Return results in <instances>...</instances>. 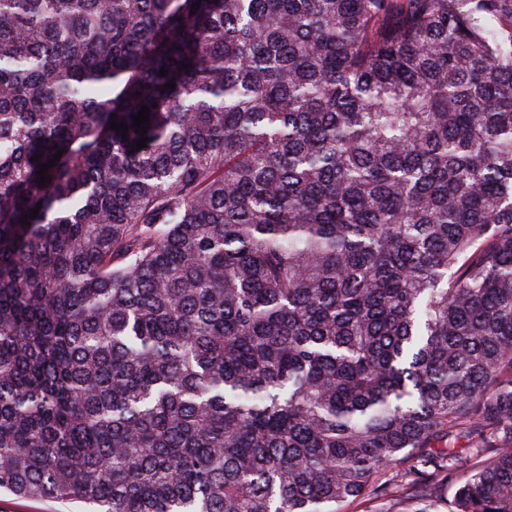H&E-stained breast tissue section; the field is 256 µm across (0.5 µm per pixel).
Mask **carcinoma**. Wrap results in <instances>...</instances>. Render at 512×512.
<instances>
[{
    "label": "carcinoma",
    "instance_id": "cac0c4a2",
    "mask_svg": "<svg viewBox=\"0 0 512 512\" xmlns=\"http://www.w3.org/2000/svg\"><path fill=\"white\" fill-rule=\"evenodd\" d=\"M0 490L512 512V0H0Z\"/></svg>",
    "mask_w": 512,
    "mask_h": 512
}]
</instances>
